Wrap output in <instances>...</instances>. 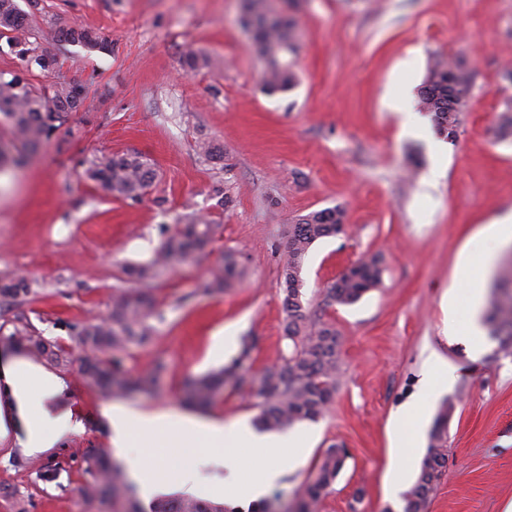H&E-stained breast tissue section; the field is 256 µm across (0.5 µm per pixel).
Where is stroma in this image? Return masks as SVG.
Instances as JSON below:
<instances>
[{"label": "stroma", "mask_w": 512, "mask_h": 512, "mask_svg": "<svg viewBox=\"0 0 512 512\" xmlns=\"http://www.w3.org/2000/svg\"><path fill=\"white\" fill-rule=\"evenodd\" d=\"M55 64L32 69L34 85L67 81L84 89L72 135L44 142L24 166L0 173V276L20 273L34 292L0 300V325L30 322L73 355L60 368L84 428L15 468L19 449L0 451V512H113L86 499L90 449L108 448L102 416L112 404L186 412L190 378L226 366L243 338L259 377L291 349L284 337L283 263L289 224L339 207L342 233L316 241L303 261V303L311 322L334 324L340 339L336 396L302 422L303 463L270 492L288 507L331 446L348 451L317 512H402L392 482L413 485L401 465L396 415L418 395L426 360L438 352L455 369L438 403L452 402L448 460L427 512H505L512 505V354L497 341L473 359L447 338L465 325L461 259L479 261L491 243L485 224L512 210V142L498 140V115L512 98V0H277L296 24L295 86L264 88L263 61L239 23L243 0H18ZM106 31L111 54L87 53L63 29ZM208 60L187 69L186 47ZM464 64L472 95L456 142H441L432 118L404 125L393 104L417 103L437 60ZM211 142L219 159L202 155ZM138 153L159 173L141 202L113 197L84 176L101 154ZM214 228L207 254L152 282L153 338L130 345L124 367L149 391L115 397L80 374L68 326L108 317L112 293L130 287L128 266L149 260L180 219ZM243 276L209 290L225 252ZM383 259L381 282L350 306L327 291L364 257ZM454 296L453 313L442 302ZM233 343L215 350L216 340ZM256 396L225 387L204 418L254 422ZM60 464L52 482L40 475Z\"/></svg>", "instance_id": "35a3bbf8"}]
</instances>
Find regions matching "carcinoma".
I'll return each instance as SVG.
<instances>
[{"instance_id":"obj_1","label":"carcinoma","mask_w":512,"mask_h":512,"mask_svg":"<svg viewBox=\"0 0 512 512\" xmlns=\"http://www.w3.org/2000/svg\"><path fill=\"white\" fill-rule=\"evenodd\" d=\"M241 21L251 27L257 55L265 62L264 82L270 92H286L296 83V74L288 56L296 51L293 24L288 16L269 8L263 0H245ZM64 41L78 45L89 53H112V39L102 31L69 28L61 33ZM14 57L20 67L0 72V122L9 127L16 154L0 150V169L7 164L20 167L27 162L28 150H35L67 127L70 113L83 105L81 87L70 82L33 85L27 73L36 65L47 70L53 58L41 48L17 0H0V54ZM468 95L471 80L456 62L436 64L419 88L418 104L434 115L437 129L453 141L459 128V110L448 105V91ZM498 139L512 138V102L501 111L497 125ZM87 179L98 183L116 198L133 203L141 201L153 187L157 172L152 163L138 153L103 154L87 162ZM345 212L326 208L312 212L288 226L286 261L283 266L285 292V333L294 349L284 363L264 371L259 378L257 395L262 398L257 424L266 431H278L296 422L315 420L325 413L336 393L340 340L330 323L312 324L302 302L300 273L310 247L319 239L338 235L345 224ZM212 225L194 218L181 225L159 246L153 258L127 271L140 284L138 288L120 289L112 295L110 317L101 321L70 324L68 329L84 355L81 357L83 378L112 396H127L153 383L163 369L158 364L144 379L133 378L123 367L120 353L131 344H143L152 338L147 317L154 300L148 284L159 270L175 264L196 261L210 244ZM244 269L236 255L224 254L222 265L213 273L211 288L221 292L240 278ZM380 259H362L346 269L328 289V299L341 305L357 303L380 281ZM33 292L23 276L0 278V297L26 298ZM484 321L490 336L498 341V351H512V266L502 267L490 282V301ZM0 344L9 349L44 358L57 365L70 363V352L43 338L28 324L8 334L0 331ZM254 342L246 341L231 365L201 375L186 384V401L205 407L224 390L227 382L237 389L252 387L242 373L250 358ZM453 404L446 403L439 414L417 479L405 498L403 512H426L436 484L446 467V426ZM347 452L338 446L325 451L317 471L301 484L294 508L290 512H316V506L342 471ZM86 471L92 481L83 488L88 499L125 498V512H145L130 495L123 467L103 450H93L86 457ZM150 512H233L221 503L203 501L185 495L159 499Z\"/></svg>"}]
</instances>
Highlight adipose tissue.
Segmentation results:
<instances>
[{
    "mask_svg": "<svg viewBox=\"0 0 512 512\" xmlns=\"http://www.w3.org/2000/svg\"><path fill=\"white\" fill-rule=\"evenodd\" d=\"M452 371L440 357H433L422 381L424 396L407 405L399 419L403 428L402 445L406 454L403 464H411V449L420 443L421 430L428 410L425 395L432 387L446 383ZM71 395L69 382L26 357L9 351H0V445L23 448L37 454L54 447L63 438L79 432L83 422L68 407ZM108 422L110 444L118 452L128 455L132 475L138 480L143 499H150L157 486L153 473L166 470L196 447L198 439H206L217 455L195 458L191 466L180 472L181 484L197 487L211 484L213 490L224 493L226 505L237 512H250L270 489L286 474L296 470L299 457L296 448L300 432L260 434L239 423L224 424L220 419H197L187 415L148 412L125 406H110L104 411ZM163 447L161 458H147L128 454L132 438ZM265 452L269 464L258 477H247L234 452L238 441ZM223 468V478L213 480L204 475L206 468Z\"/></svg>",
    "mask_w": 512,
    "mask_h": 512,
    "instance_id": "obj_1",
    "label": "adipose tissue"
}]
</instances>
